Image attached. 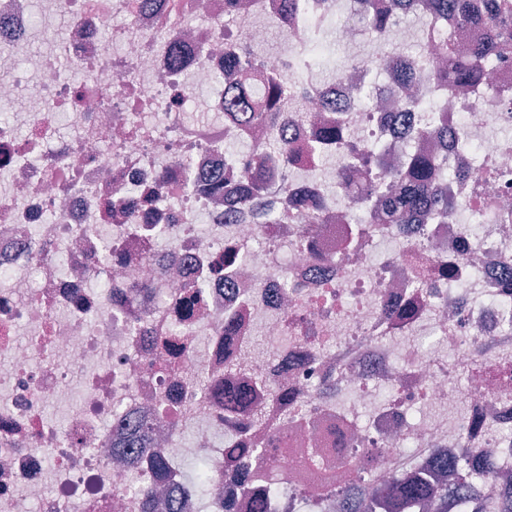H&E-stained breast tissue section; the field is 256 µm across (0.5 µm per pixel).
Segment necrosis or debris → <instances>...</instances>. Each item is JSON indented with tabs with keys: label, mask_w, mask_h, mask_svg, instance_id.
<instances>
[{
	"label": "necrosis or debris",
	"mask_w": 512,
	"mask_h": 512,
	"mask_svg": "<svg viewBox=\"0 0 512 512\" xmlns=\"http://www.w3.org/2000/svg\"><path fill=\"white\" fill-rule=\"evenodd\" d=\"M386 0H0V512H224L259 473L288 488L265 512H343L353 484L382 486L435 456L456 459L449 485L500 495L512 476V68L441 93L432 69L407 83L376 57L296 70L312 38L346 44ZM64 23L59 49L37 53L33 15ZM282 29V47L267 35ZM184 48L171 64L172 46ZM261 50L263 77L287 79L277 126L295 161L262 196L258 223L224 150L275 158L264 126L224 112L229 47ZM85 74L63 78L62 63ZM412 95L398 128L389 106ZM341 122L385 162L416 152L441 162L434 187L452 218L353 233L358 194L341 151L314 149ZM320 212L313 235L287 203ZM232 249L244 265L210 280L181 320L191 274ZM327 258L319 267L314 255ZM188 337L167 356L156 341ZM267 383L225 412L198 382L227 362ZM463 374V385L454 377ZM66 410L47 419L48 406ZM149 424L162 480L113 446L128 420ZM209 464L206 492L184 474Z\"/></svg>",
	"instance_id": "4bbe7bcc"
}]
</instances>
